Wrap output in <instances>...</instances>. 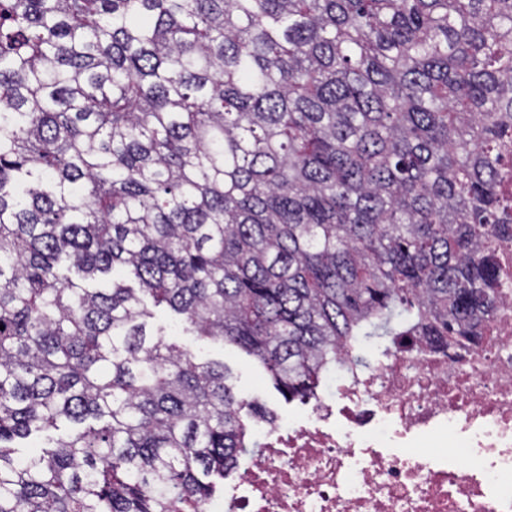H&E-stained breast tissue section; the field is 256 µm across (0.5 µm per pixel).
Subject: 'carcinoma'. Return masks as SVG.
<instances>
[{
    "mask_svg": "<svg viewBox=\"0 0 512 512\" xmlns=\"http://www.w3.org/2000/svg\"><path fill=\"white\" fill-rule=\"evenodd\" d=\"M511 166L512 0H0V512H200L255 451L154 307L288 401L478 340Z\"/></svg>",
    "mask_w": 512,
    "mask_h": 512,
    "instance_id": "carcinoma-1",
    "label": "carcinoma"
}]
</instances>
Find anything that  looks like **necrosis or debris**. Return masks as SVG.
<instances>
[{
	"label": "necrosis or debris",
	"instance_id": "1",
	"mask_svg": "<svg viewBox=\"0 0 512 512\" xmlns=\"http://www.w3.org/2000/svg\"><path fill=\"white\" fill-rule=\"evenodd\" d=\"M476 344L346 360L202 512H512V290Z\"/></svg>",
	"mask_w": 512,
	"mask_h": 512
}]
</instances>
